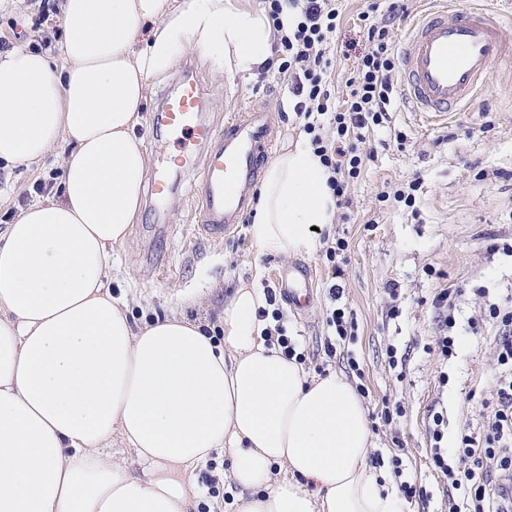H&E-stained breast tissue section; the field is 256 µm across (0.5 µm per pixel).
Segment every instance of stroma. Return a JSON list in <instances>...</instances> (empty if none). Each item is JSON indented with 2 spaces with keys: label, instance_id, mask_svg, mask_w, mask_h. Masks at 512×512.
I'll return each instance as SVG.
<instances>
[{
  "label": "stroma",
  "instance_id": "1",
  "mask_svg": "<svg viewBox=\"0 0 512 512\" xmlns=\"http://www.w3.org/2000/svg\"><path fill=\"white\" fill-rule=\"evenodd\" d=\"M367 5L368 0H342L340 28L330 38L329 89L339 105L367 46L359 20ZM38 11L39 0H0V36L14 47L42 44L45 31L33 26ZM185 74L204 85L203 111L216 128L256 104L273 121L272 154L302 131L289 108L288 77L277 69L256 76L229 69L220 74L204 51L186 44L167 73L151 78L136 134L149 170L175 182L177 191L168 200L146 198L126 239L112 248V293L126 298L137 324L175 308L189 319L218 325L235 288L274 287L275 268L293 261L286 254L256 255L248 224L212 236L200 228L201 201L194 187L203 156L193 153L189 169L174 168L172 140L152 125L163 98ZM367 143L375 158L349 182L347 218L321 226L319 249L303 258L313 271L310 308L293 310L281 298L275 307L310 375L336 372L363 385L373 427L369 463L393 473L394 483L425 492L424 499L404 502V512H448V481L430 456L429 416L447 411L448 453H455L461 428L483 434L484 404L493 397L498 374L499 325L488 307L512 300V255L488 250L491 243L512 240V62L495 65L475 104L447 122L427 123L396 103L383 125L370 130ZM57 169L51 156L35 170L0 165V232L4 213L18 199L30 204L44 199L36 181ZM414 182L419 185L414 207L395 202L394 193ZM339 239L347 248L338 277L326 249ZM334 284L342 290L335 303L329 298ZM444 289L455 297L456 317L455 346L446 359L435 347L432 304ZM334 304L352 322L349 336H336L326 324ZM279 323L271 319L266 326ZM388 407L394 414L387 421L382 414Z\"/></svg>",
  "mask_w": 512,
  "mask_h": 512
}]
</instances>
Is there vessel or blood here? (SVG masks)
Listing matches in <instances>:
<instances>
[{
  "label": "vessel or blood",
  "mask_w": 512,
  "mask_h": 512,
  "mask_svg": "<svg viewBox=\"0 0 512 512\" xmlns=\"http://www.w3.org/2000/svg\"><path fill=\"white\" fill-rule=\"evenodd\" d=\"M406 42L399 57V95L412 111L440 120L468 107L483 87L512 45V16L458 0H428L410 25ZM202 95L199 82H184L155 120L173 140L207 147L199 180L202 227L222 233L242 223L248 192L259 177L274 131L266 111L258 107L217 130L202 118ZM277 281L295 310L309 306L308 268L281 266Z\"/></svg>",
  "instance_id": "b4317fda"
}]
</instances>
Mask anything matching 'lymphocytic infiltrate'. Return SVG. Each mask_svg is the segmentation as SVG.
<instances>
[{
	"mask_svg": "<svg viewBox=\"0 0 512 512\" xmlns=\"http://www.w3.org/2000/svg\"><path fill=\"white\" fill-rule=\"evenodd\" d=\"M268 3L277 49L283 54L280 68L288 74L294 98L292 110L332 172L329 185L338 204H345L349 180L358 177L364 162L374 158L365 148L366 133L382 125L393 107L398 57L392 29L407 11L405 0H391L381 19L375 16L373 2L361 13L368 47L347 81L349 93L340 109L333 105L325 80L328 38L339 23L337 0ZM327 126L335 129V138L322 136ZM489 316L502 327L496 353L505 375L497 385L483 437L461 433L458 462L452 465L443 447L448 427L444 413L433 412L429 427L432 462L447 478L449 489L462 492L466 512H512V309L495 306Z\"/></svg>",
	"mask_w": 512,
	"mask_h": 512,
	"instance_id": "lymphocytic-infiltrate-1",
	"label": "lymphocytic infiltrate"
}]
</instances>
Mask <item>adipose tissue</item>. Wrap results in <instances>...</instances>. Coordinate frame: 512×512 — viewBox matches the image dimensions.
I'll return each mask as SVG.
<instances>
[{
    "instance_id": "ef3b65f1",
    "label": "adipose tissue",
    "mask_w": 512,
    "mask_h": 512,
    "mask_svg": "<svg viewBox=\"0 0 512 512\" xmlns=\"http://www.w3.org/2000/svg\"><path fill=\"white\" fill-rule=\"evenodd\" d=\"M62 21L58 55L0 52V162L56 154L62 167L0 236V512H190L194 473L217 453L232 458L236 512H402L367 463L362 397L266 344L261 290L237 288L215 336L175 311L134 327L109 286L144 203L135 128L150 79L185 43L262 69L267 15L237 0H64ZM330 177L302 135L265 167L257 253L315 252L313 228L336 209ZM116 439L141 474L113 456Z\"/></svg>"
}]
</instances>
